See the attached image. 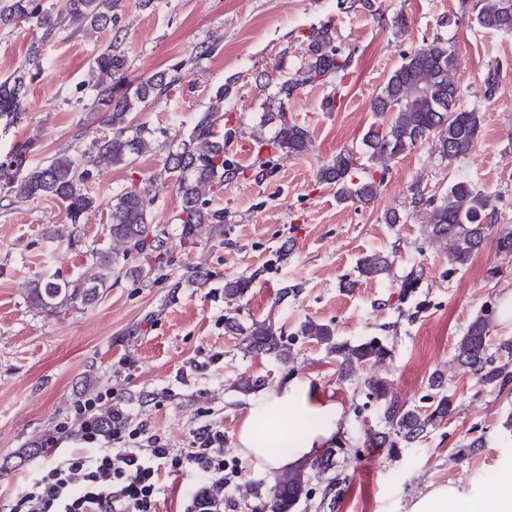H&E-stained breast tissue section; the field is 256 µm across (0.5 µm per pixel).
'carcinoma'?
<instances>
[{"label": "carcinoma", "mask_w": 512, "mask_h": 512, "mask_svg": "<svg viewBox=\"0 0 512 512\" xmlns=\"http://www.w3.org/2000/svg\"><path fill=\"white\" fill-rule=\"evenodd\" d=\"M113 0H69L67 16H54L34 6V0H5L0 6V24L25 22L42 31L41 40L53 36L65 25H75L87 32L108 29L117 23L112 14ZM477 23L486 28L512 32V0H485L476 15ZM39 57V47L33 45L28 60L12 75L0 81V125L9 127L24 116L23 103L28 84L36 78L32 66ZM99 74L93 88V103L107 107L104 122L112 135L92 143L89 151L80 156L60 153L44 163L32 164L36 143L25 141L14 147L0 162V201L9 204L33 202L52 198L64 208L70 223L78 224L88 211L100 205L99 198L89 189L92 168L101 164L129 166L152 149V131L144 126H133L131 114L147 109L153 101L167 95L185 78V62L169 70L156 72L130 87L127 77L128 61L124 50L109 44L92 61ZM351 67V57L343 54L335 44V36L328 25L314 28L306 37L303 64L292 74L276 83L273 103L277 104L279 128L268 141L262 132L254 135L258 150L267 147L283 154L300 155L307 150V130L288 120L287 107L300 89L307 85L336 82L340 86ZM454 54L448 41L439 37L414 49L392 71L376 95L373 111L391 113L386 122L373 123L362 142L369 159L384 163L396 158L406 149L430 137L435 151L443 159L454 160L470 153L478 139L480 122L477 112L461 102L459 86L451 78ZM222 115L214 109L202 112L196 118L187 137L170 150L164 166L154 173L149 186L125 191L113 198L109 235L112 250L91 252L97 272L91 277L76 280H58L53 275H42L33 280L28 291L30 302L43 312L56 314L60 310L90 305L98 298L100 289L109 287L112 273L134 252L166 254V230L150 220L156 195L153 187L176 178L182 196L181 210L176 221L182 224L183 237L193 239L204 227L217 230L224 224V210L210 206L206 195L224 188V182L238 176L239 168L224 157V137L217 130ZM356 160L348 153H339L318 172V180L336 187V198L342 203L368 204L376 196L383 179H360L355 176ZM412 209L424 216L425 231L431 240L451 243L448 265L465 267L489 238L486 224L488 197L467 180H456L440 194L428 195L416 186L412 188ZM389 259L372 255L359 261L360 276L377 279L390 270ZM491 332L490 312L477 315L467 326L456 347V359L469 368L479 382L492 389L505 391L512 384V340L498 344L499 360L488 354L487 340ZM301 336L327 347L339 359V373L348 379L354 368L366 362H380L390 356L391 350L379 339L371 338L355 344L335 340L328 324L308 320L300 325ZM248 349L257 354L277 353L285 356L288 347L277 329L264 321L253 322L247 331ZM431 389L439 399L431 412L422 414L398 404L390 395V383L381 377L364 381L367 396L378 404L382 420L395 434L391 440L381 435L372 441L376 448H394L402 442L414 447L429 429L448 416L451 402L444 393V381L436 374L430 381ZM345 448H327L316 458V465L308 463L285 469L273 478L270 497L266 498L268 512H298L300 506L311 500L312 476L327 477L323 499H328L337 486L338 478L329 476L336 468V455Z\"/></svg>", "instance_id": "cac0c4a2"}]
</instances>
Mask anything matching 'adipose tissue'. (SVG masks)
Returning a JSON list of instances; mask_svg holds the SVG:
<instances>
[{"instance_id": "1", "label": "adipose tissue", "mask_w": 512, "mask_h": 512, "mask_svg": "<svg viewBox=\"0 0 512 512\" xmlns=\"http://www.w3.org/2000/svg\"><path fill=\"white\" fill-rule=\"evenodd\" d=\"M288 407V427L303 431L304 436L288 453L276 449V431L261 420L265 410ZM342 410L339 405L326 403L312 395L303 381L292 382L280 392L260 399L248 411L237 436L244 455L255 463L282 468L300 464L320 453L321 446L340 432ZM408 512H512V464L502 468L498 486L487 492L476 481L431 487L415 498Z\"/></svg>"}]
</instances>
